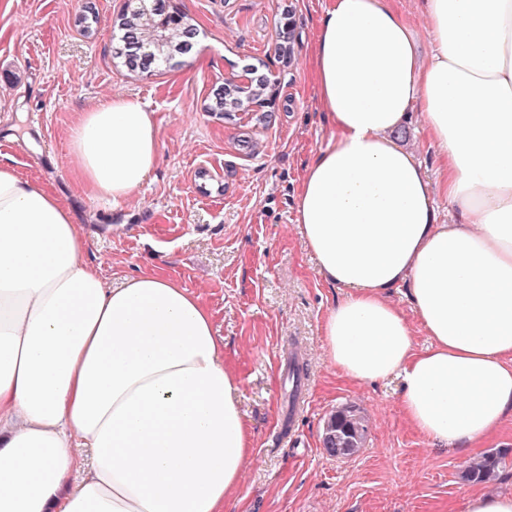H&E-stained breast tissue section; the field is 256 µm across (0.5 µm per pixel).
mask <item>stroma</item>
Returning a JSON list of instances; mask_svg holds the SVG:
<instances>
[{
    "label": "stroma",
    "mask_w": 512,
    "mask_h": 512,
    "mask_svg": "<svg viewBox=\"0 0 512 512\" xmlns=\"http://www.w3.org/2000/svg\"><path fill=\"white\" fill-rule=\"evenodd\" d=\"M326 3L164 0L197 36L188 54L142 72L113 53L139 0H0V163L61 194L107 284L154 271L211 310L255 432L246 512H464L474 491L512 494V421L481 445L506 452L499 480L477 485L462 476L465 457L405 420L399 379L354 382L325 358L320 322L345 291L318 273L295 210L332 137L309 61ZM252 64L272 103L225 118L214 95ZM115 95L147 105L160 146L151 178L116 205L80 189L68 147L78 113ZM349 405L369 420L366 441L329 456L324 424Z\"/></svg>",
    "instance_id": "1"
}]
</instances>
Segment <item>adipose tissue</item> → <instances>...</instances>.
Instances as JSON below:
<instances>
[{"instance_id":"adipose-tissue-1","label":"adipose tissue","mask_w":512,"mask_h":512,"mask_svg":"<svg viewBox=\"0 0 512 512\" xmlns=\"http://www.w3.org/2000/svg\"><path fill=\"white\" fill-rule=\"evenodd\" d=\"M430 51L391 0H327L311 60L335 135L295 222L323 278L325 356L401 381L406 421L468 454L512 419V0H424ZM423 116L451 223L393 134ZM78 184L112 202L159 161L153 112L112 97L69 136ZM65 201L0 164V512H224L253 435L200 296L156 272L105 283ZM406 285L416 349L385 292ZM88 458L69 449L71 436Z\"/></svg>"}]
</instances>
